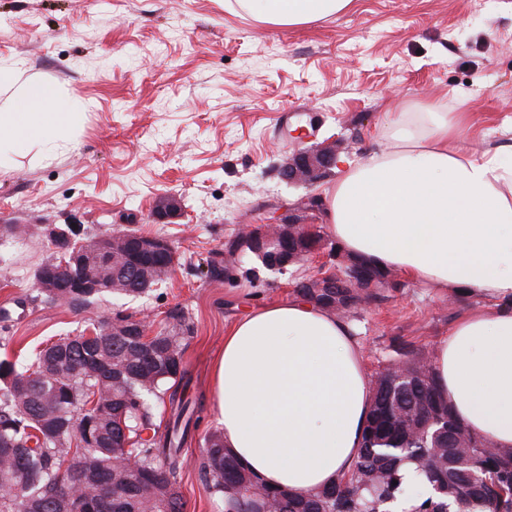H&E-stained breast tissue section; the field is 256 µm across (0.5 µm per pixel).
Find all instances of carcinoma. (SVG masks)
<instances>
[{"instance_id": "carcinoma-1", "label": "carcinoma", "mask_w": 512, "mask_h": 512, "mask_svg": "<svg viewBox=\"0 0 512 512\" xmlns=\"http://www.w3.org/2000/svg\"><path fill=\"white\" fill-rule=\"evenodd\" d=\"M359 280L372 285L377 304L403 284L392 272L349 259ZM117 288L86 294L87 309L107 296L140 297L152 291L142 271L112 265ZM300 296L332 311L336 298L357 299L350 283ZM184 316L137 336H60L30 356L0 360V487L20 484L22 499L0 495V512H186L177 476L181 453L200 417L179 393L189 384ZM433 352L400 343L387 377L373 386L364 448L352 471L305 495L264 484L228 449L219 430L202 439L210 493L224 512H382L383 502L403 512H512V448L486 452L488 443L460 424L435 385ZM167 407L165 429L156 410ZM135 456L137 470L122 478L113 460ZM414 465V471L406 464Z\"/></svg>"}]
</instances>
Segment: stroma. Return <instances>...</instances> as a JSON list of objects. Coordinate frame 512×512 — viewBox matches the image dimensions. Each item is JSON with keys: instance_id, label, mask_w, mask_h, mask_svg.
<instances>
[{"instance_id": "obj_1", "label": "stroma", "mask_w": 512, "mask_h": 512, "mask_svg": "<svg viewBox=\"0 0 512 512\" xmlns=\"http://www.w3.org/2000/svg\"><path fill=\"white\" fill-rule=\"evenodd\" d=\"M0 68L55 84L85 105L68 141L51 150L24 144L0 168V224L32 235L0 240V340L8 356L82 331L89 320L150 312L154 324L185 314L186 395L201 431L218 427L211 362L224 333L248 309L290 298V273L246 258L223 261L241 225L268 224L308 207L336 177L310 186L283 182L295 149L327 139L338 156L365 158L393 104L470 113L478 146L512 143V0H354L351 10L298 27L266 24L235 0H0ZM183 203L175 224L156 223L163 196ZM77 224L86 237L118 229L160 234L176 261L146 296L107 298L77 311L47 304L33 287L51 254L40 229ZM406 281L396 298L361 311L355 323L368 373L399 341L435 349L473 306ZM185 446L178 476L187 512H224L210 494L201 438Z\"/></svg>"}]
</instances>
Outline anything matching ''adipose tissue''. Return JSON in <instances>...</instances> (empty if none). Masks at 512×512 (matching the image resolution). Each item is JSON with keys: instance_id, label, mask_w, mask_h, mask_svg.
Listing matches in <instances>:
<instances>
[{"instance_id": "1", "label": "adipose tissue", "mask_w": 512, "mask_h": 512, "mask_svg": "<svg viewBox=\"0 0 512 512\" xmlns=\"http://www.w3.org/2000/svg\"><path fill=\"white\" fill-rule=\"evenodd\" d=\"M353 0H236L274 26L349 10ZM0 155L47 143L80 117L51 83L0 69ZM467 113H391L384 149L341 160L323 220L347 254L434 290L483 299L434 349L439 392L456 420L512 447V162L463 144ZM224 445L268 485L315 491L352 470L373 400L350 322L299 298L250 309L211 366Z\"/></svg>"}]
</instances>
